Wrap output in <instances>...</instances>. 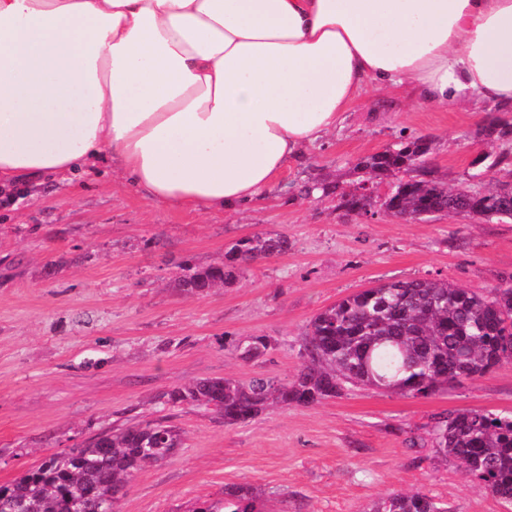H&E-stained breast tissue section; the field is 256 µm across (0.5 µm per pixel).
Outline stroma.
Masks as SVG:
<instances>
[{
	"instance_id": "1",
	"label": "stroma",
	"mask_w": 512,
	"mask_h": 512,
	"mask_svg": "<svg viewBox=\"0 0 512 512\" xmlns=\"http://www.w3.org/2000/svg\"><path fill=\"white\" fill-rule=\"evenodd\" d=\"M486 118L370 92L267 197L234 209L148 203L107 161L74 179L21 184L17 201L0 206V484L102 430L163 417L154 398L172 387L224 376L292 381L307 362L311 319L360 289L445 279L487 292L512 275V219L408 221L385 211V182L367 217L340 211L335 195L298 192L312 181L352 189L366 178L360 159L402 135L430 141L434 178L467 183L483 173L477 157L502 147L483 140ZM266 233L286 234L287 253L201 298L177 288L183 262L222 261L238 239ZM252 336L274 349L237 359L233 345ZM469 409L512 415V363L426 397L347 384L317 405H277L234 426L179 409L182 448L144 470L115 509L192 512L248 483L263 512H362L417 491L452 512H512L435 447V420Z\"/></svg>"
}]
</instances>
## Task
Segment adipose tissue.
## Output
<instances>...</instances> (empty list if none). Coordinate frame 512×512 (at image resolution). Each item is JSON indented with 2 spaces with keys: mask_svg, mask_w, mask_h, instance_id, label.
I'll list each match as a JSON object with an SVG mask.
<instances>
[{
  "mask_svg": "<svg viewBox=\"0 0 512 512\" xmlns=\"http://www.w3.org/2000/svg\"><path fill=\"white\" fill-rule=\"evenodd\" d=\"M512 108V0H0V185L111 161L233 209L369 87Z\"/></svg>",
  "mask_w": 512,
  "mask_h": 512,
  "instance_id": "1",
  "label": "adipose tissue"
}]
</instances>
